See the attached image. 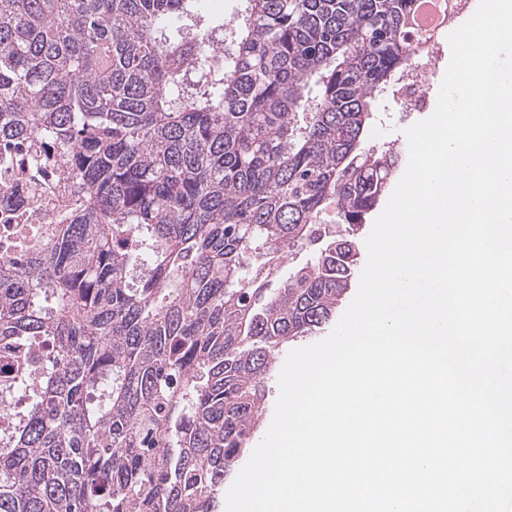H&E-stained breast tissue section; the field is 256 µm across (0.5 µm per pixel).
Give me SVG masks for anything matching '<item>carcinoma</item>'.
<instances>
[{"label":"carcinoma","mask_w":512,"mask_h":512,"mask_svg":"<svg viewBox=\"0 0 512 512\" xmlns=\"http://www.w3.org/2000/svg\"><path fill=\"white\" fill-rule=\"evenodd\" d=\"M417 2L0 0V512H220L400 167L370 115L438 39Z\"/></svg>","instance_id":"cac0c4a2"}]
</instances>
